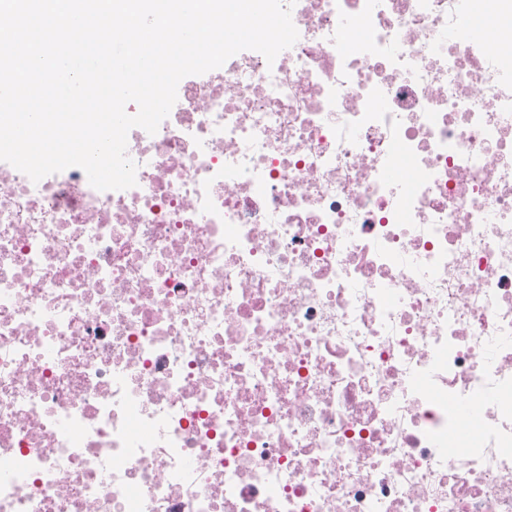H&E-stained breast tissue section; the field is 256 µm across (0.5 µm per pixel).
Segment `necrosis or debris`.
I'll return each mask as SVG.
<instances>
[{
  "instance_id": "necrosis-or-debris-1",
  "label": "necrosis or debris",
  "mask_w": 512,
  "mask_h": 512,
  "mask_svg": "<svg viewBox=\"0 0 512 512\" xmlns=\"http://www.w3.org/2000/svg\"><path fill=\"white\" fill-rule=\"evenodd\" d=\"M137 184L0 162V512H512V0H296Z\"/></svg>"
}]
</instances>
